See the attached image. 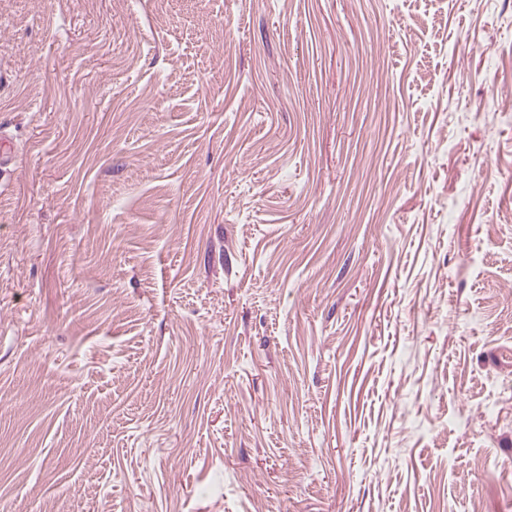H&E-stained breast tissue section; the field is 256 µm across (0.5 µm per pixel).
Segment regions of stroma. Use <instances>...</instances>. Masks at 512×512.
<instances>
[{
	"label": "stroma",
	"instance_id": "1",
	"mask_svg": "<svg viewBox=\"0 0 512 512\" xmlns=\"http://www.w3.org/2000/svg\"><path fill=\"white\" fill-rule=\"evenodd\" d=\"M512 0H0V512H512Z\"/></svg>",
	"mask_w": 512,
	"mask_h": 512
}]
</instances>
